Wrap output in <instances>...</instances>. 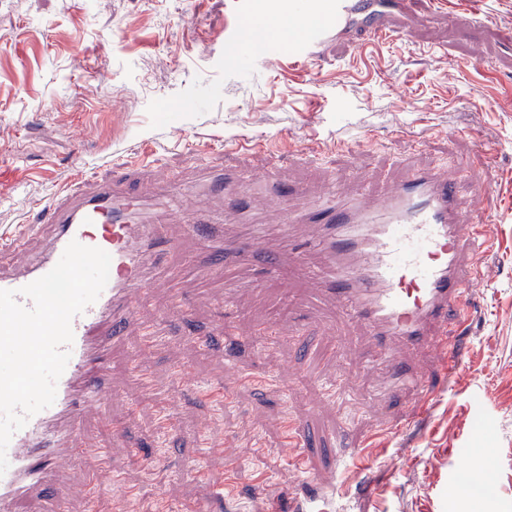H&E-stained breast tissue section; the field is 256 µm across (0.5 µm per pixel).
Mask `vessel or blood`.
<instances>
[{"label": "vessel or blood", "mask_w": 512, "mask_h": 512, "mask_svg": "<svg viewBox=\"0 0 512 512\" xmlns=\"http://www.w3.org/2000/svg\"><path fill=\"white\" fill-rule=\"evenodd\" d=\"M418 2L389 0L371 25V37L406 33L407 19L418 15ZM372 7V0H330L329 20L310 35L306 56L317 57L341 40L354 17ZM117 167L120 178L102 181L84 170L57 191L46 207V221L55 227L46 255L26 268L0 270V289L17 290L48 273L71 241L101 248L111 257L104 290L71 322L70 359L57 382L54 403L33 415L7 447L9 467L0 476V512H19L23 506L28 512H68L73 496L82 501L83 512H96L95 488L90 483L61 497L55 508L46 506L49 490L77 456L112 483L121 481L112 469L109 449L81 446L82 420L88 411L105 404L102 383L112 349L145 293L142 255L161 250L166 243L151 225L133 220L141 203L127 188L125 177L134 172V162L127 158ZM267 194L276 207L289 212L291 220L320 226L322 233L313 243L328 251L334 264L311 271L310 278L320 292L374 325L375 354L386 353L396 340L426 341L442 348V339L428 330L447 326L449 312L459 311L466 288L461 266H468L476 278L482 265L477 247L482 228L463 222L457 182L448 170H406L375 198L353 204L332 190L320 203L302 208L295 205L297 190L272 184ZM182 214L187 235L216 244L210 256L212 278H223L231 264L255 266L264 279L280 276L279 252H256L249 238H225L223 225L213 223L197 207H187ZM392 368L400 393L414 396L415 407L426 408L431 398L427 383H416L403 361H394Z\"/></svg>", "instance_id": "1"}]
</instances>
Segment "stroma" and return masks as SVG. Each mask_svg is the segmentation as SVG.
<instances>
[{
	"label": "stroma",
	"mask_w": 512,
	"mask_h": 512,
	"mask_svg": "<svg viewBox=\"0 0 512 512\" xmlns=\"http://www.w3.org/2000/svg\"><path fill=\"white\" fill-rule=\"evenodd\" d=\"M297 8L298 0H0V161L18 172L0 184V262L43 253L52 227L38 212L76 170L113 176L114 160L145 141L173 177L148 173L136 189L177 243L167 264L180 273L189 315L167 322L162 346L143 349L141 320L172 303L169 279H153L112 355L106 412L85 417L83 443L111 445L113 468L144 493L125 504L119 487L102 484L100 512L120 503L155 512L161 497L175 512L200 502L207 512H512V0H425L410 37L351 36L315 62L299 55L307 30L286 35L265 24ZM472 11L475 22L460 31L454 15ZM237 135L267 147L239 155L225 147ZM206 165L267 170L309 197L332 182L373 194L406 168L447 165L461 177L462 205L484 196L485 274L469 295L459 368L448 376L426 350L399 352L436 384L424 416L401 424L384 361L363 368L375 341L370 323L332 298L308 307L307 273L328 259L295 250L311 225L294 224L283 239L279 212L256 199L249 215L228 218L224 234L268 225L258 248L281 253L283 277L261 282L250 268L221 281L199 276L200 244L184 236L168 194L175 186L203 194ZM28 221L35 229L14 246L7 231ZM228 288L229 319L220 305ZM301 319L314 328L305 351L289 337ZM263 322L283 338L260 350L250 329ZM228 353L242 371L287 363L294 372L267 390L240 387L224 373ZM133 355L152 371L156 392L131 378ZM175 363L223 384L232 404L196 398L171 377ZM342 381L346 390L326 401L322 384ZM163 404L177 429L162 445L152 420ZM131 405L134 424L110 439V420ZM289 414L306 439L303 471L281 436ZM342 432L362 452L340 464ZM206 438L240 451L236 487L225 486L223 455H204ZM477 448L490 449V466L449 495L458 457Z\"/></svg>",
	"instance_id": "obj_1"
}]
</instances>
